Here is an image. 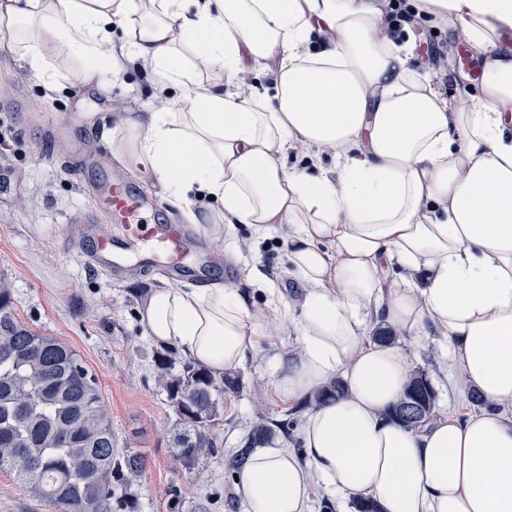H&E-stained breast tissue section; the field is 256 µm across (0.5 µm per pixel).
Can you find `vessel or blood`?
Instances as JSON below:
<instances>
[{"label":"vessel or blood","instance_id":"vessel-or-blood-1","mask_svg":"<svg viewBox=\"0 0 512 512\" xmlns=\"http://www.w3.org/2000/svg\"><path fill=\"white\" fill-rule=\"evenodd\" d=\"M98 185L94 202L111 223L122 225L121 237L97 231L87 239L88 252L100 270L112 273L127 267L131 259L167 271L181 278L183 248L190 238L187 228L157 224L149 219L150 205L129 181L113 177L110 166L96 162Z\"/></svg>","mask_w":512,"mask_h":512}]
</instances>
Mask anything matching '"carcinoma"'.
I'll return each mask as SVG.
<instances>
[{
	"label": "carcinoma",
	"instance_id": "1",
	"mask_svg": "<svg viewBox=\"0 0 512 512\" xmlns=\"http://www.w3.org/2000/svg\"><path fill=\"white\" fill-rule=\"evenodd\" d=\"M168 402L180 432L171 455L191 471L216 452L213 429L219 424L224 393L240 389L237 376L218 377L179 357L175 348L156 356ZM437 400L424 372L411 374L392 414L404 421L401 407L421 403L425 421ZM296 411L279 420L257 412L244 445L225 464L234 472L252 449L276 432L295 425ZM9 471L54 512H138L121 494L143 470L142 457L112 446V424L96 376L78 353L54 336L34 331L14 313L11 288L0 281V471Z\"/></svg>",
	"mask_w": 512,
	"mask_h": 512
}]
</instances>
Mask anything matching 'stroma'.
<instances>
[{
	"mask_svg": "<svg viewBox=\"0 0 512 512\" xmlns=\"http://www.w3.org/2000/svg\"><path fill=\"white\" fill-rule=\"evenodd\" d=\"M460 35L459 28H435L424 21L414 30V68L428 73L451 101L474 85L475 76L457 60L453 78L444 79L430 69L427 53L438 43L457 59L468 49ZM53 63L63 78L51 87L22 65L15 46L0 42V278L12 290L15 315L68 344L96 375L114 447L147 460L131 486L140 512H244L224 458L240 447L256 409L271 418L284 412L273 393V366L279 355L296 349L297 333L291 327L280 330L275 342H261L259 353L237 368L243 389L224 395V416L215 428L217 455L191 472L177 470L168 450L179 425L155 369L161 347L145 335L137 314L148 290L172 281L158 271L109 275L88 263L78 248L79 234L108 218L94 209L95 169H85L78 180L68 165L74 140H82L89 151L110 157L113 171L138 185L156 217L184 223L182 212L156 192L148 173L127 168L97 136L101 117L153 107L152 73L128 70L86 83L76 77L71 53L55 55ZM207 247L219 254V264L205 276L187 273L181 285H198L208 276L239 288L249 303L264 310L278 306L280 298L300 296L301 285L288 273L287 230L260 238L243 227L233 240L211 241ZM253 263L275 283L278 297L247 281L246 267ZM397 344L407 352L412 370L425 371L431 379L437 411L467 406L435 334L419 340L402 336ZM173 485L179 486L180 499H172Z\"/></svg>",
	"mask_w": 512,
	"mask_h": 512,
	"instance_id": "stroma-1",
	"label": "stroma"
}]
</instances>
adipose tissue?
<instances>
[{"label":"adipose tissue","mask_w":512,"mask_h":512,"mask_svg":"<svg viewBox=\"0 0 512 512\" xmlns=\"http://www.w3.org/2000/svg\"><path fill=\"white\" fill-rule=\"evenodd\" d=\"M388 0H0V41L57 83L68 46L85 81L150 64L156 107L100 138L212 239L239 225L288 226L304 292L298 350L274 368L285 406L333 379L345 396L314 407L301 450L261 447L241 469L247 512H308L315 488L368 497L381 512H512V0H410L415 18L458 24L482 68L466 105L410 65L412 28L384 25ZM224 80L199 79L190 58ZM267 84L251 85L253 72ZM183 101L184 111L170 103ZM307 163H287L291 148ZM331 163H324V155ZM216 212L193 209L199 198ZM408 277L386 287L392 266ZM140 321L221 374L270 323L235 288L150 289ZM433 331L489 410L437 413L410 429L388 415L411 373L372 335Z\"/></svg>","instance_id":"ef3b65f1"}]
</instances>
